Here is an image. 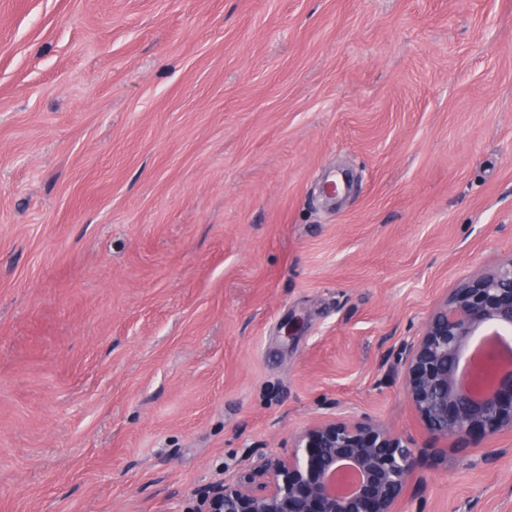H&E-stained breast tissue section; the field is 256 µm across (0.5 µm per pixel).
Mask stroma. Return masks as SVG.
Segmentation results:
<instances>
[{
	"label": "stroma",
	"instance_id": "obj_1",
	"mask_svg": "<svg viewBox=\"0 0 512 512\" xmlns=\"http://www.w3.org/2000/svg\"><path fill=\"white\" fill-rule=\"evenodd\" d=\"M510 255L512 0H0V512H198L331 414L512 512L394 360Z\"/></svg>",
	"mask_w": 512,
	"mask_h": 512
}]
</instances>
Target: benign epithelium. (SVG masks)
Listing matches in <instances>:
<instances>
[{
	"label": "benign epithelium",
	"instance_id": "1",
	"mask_svg": "<svg viewBox=\"0 0 512 512\" xmlns=\"http://www.w3.org/2000/svg\"><path fill=\"white\" fill-rule=\"evenodd\" d=\"M511 327L512 257L470 275L398 347L405 396L433 438L469 448L512 430V368L457 381L471 339ZM417 464L411 444L370 417H327L296 435L288 453L262 456L206 491V512H395Z\"/></svg>",
	"mask_w": 512,
	"mask_h": 512
}]
</instances>
